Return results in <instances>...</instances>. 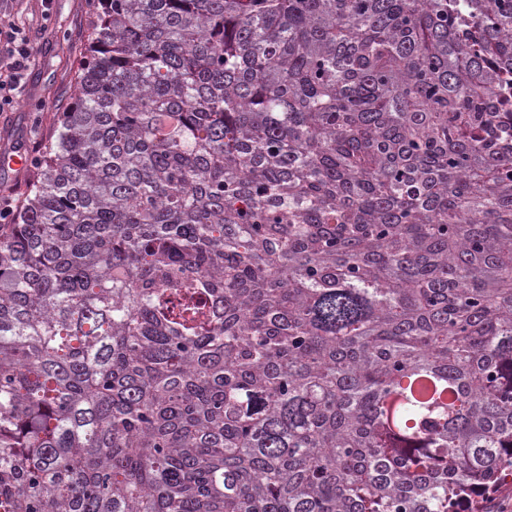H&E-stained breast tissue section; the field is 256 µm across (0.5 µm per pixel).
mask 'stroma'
<instances>
[{
  "label": "stroma",
  "instance_id": "stroma-1",
  "mask_svg": "<svg viewBox=\"0 0 512 512\" xmlns=\"http://www.w3.org/2000/svg\"><path fill=\"white\" fill-rule=\"evenodd\" d=\"M89 21L88 0H0V22L24 29L35 46L22 97L0 112V156L23 158L22 166H0V196L25 194L53 115L70 99Z\"/></svg>",
  "mask_w": 512,
  "mask_h": 512
}]
</instances>
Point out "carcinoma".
I'll list each match as a JSON object with an SVG mask.
<instances>
[{
  "mask_svg": "<svg viewBox=\"0 0 512 512\" xmlns=\"http://www.w3.org/2000/svg\"><path fill=\"white\" fill-rule=\"evenodd\" d=\"M0 224V512H462L512 479V0H95Z\"/></svg>",
  "mask_w": 512,
  "mask_h": 512,
  "instance_id": "obj_1",
  "label": "carcinoma"
}]
</instances>
